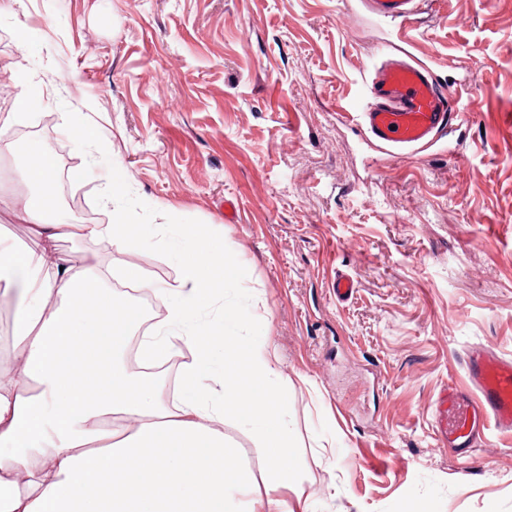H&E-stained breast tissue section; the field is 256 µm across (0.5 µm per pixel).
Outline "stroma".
<instances>
[{
    "label": "stroma",
    "mask_w": 512,
    "mask_h": 512,
    "mask_svg": "<svg viewBox=\"0 0 512 512\" xmlns=\"http://www.w3.org/2000/svg\"><path fill=\"white\" fill-rule=\"evenodd\" d=\"M22 25L50 53L21 50ZM393 32L364 0H21L0 17V122L29 89L26 125L50 122L56 168L102 154L132 177L143 245L64 239L61 255L151 261L172 284L179 260L144 205L223 233L279 356L299 469L281 497L312 512H512V434L463 464L434 415L440 389L466 382V349L512 358V0H432L417 15L415 56L472 116L404 156L355 117ZM84 115L109 131L99 149L65 132ZM17 169L0 157V237L25 246ZM69 191L91 223L109 221L102 175ZM340 270L355 281L343 303Z\"/></svg>",
    "instance_id": "35a3bbf8"
}]
</instances>
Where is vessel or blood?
Listing matches in <instances>:
<instances>
[{
    "mask_svg": "<svg viewBox=\"0 0 512 512\" xmlns=\"http://www.w3.org/2000/svg\"><path fill=\"white\" fill-rule=\"evenodd\" d=\"M368 8L379 19L404 26L417 14L419 2L368 0ZM364 97L362 127L373 140L397 151L426 145L439 131L467 118L459 93L440 83L430 68L387 51L372 65ZM462 366L467 386L449 384L436 399L435 414L446 446L468 463L490 431L512 433V358L473 347Z\"/></svg>",
    "mask_w": 512,
    "mask_h": 512,
    "instance_id": "obj_1",
    "label": "vessel or blood"
}]
</instances>
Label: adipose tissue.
I'll list each match as a JSON object with an SVG mask.
<instances>
[{"label": "adipose tissue", "instance_id": "1", "mask_svg": "<svg viewBox=\"0 0 512 512\" xmlns=\"http://www.w3.org/2000/svg\"><path fill=\"white\" fill-rule=\"evenodd\" d=\"M34 104L19 94L14 124L0 126V152L22 159L18 179L36 191L24 207L32 245L0 239V301L11 307L0 365L13 354L24 360L19 377L0 379V512H255L258 482L266 512H308L277 496L298 478L279 359L251 333L253 312L224 303L228 292L246 289L228 274L223 236L205 224L182 226L173 284L147 280L130 262L118 268L120 278L168 303L166 318L145 326L137 304L93 267L50 255L63 236L121 253L140 244L125 204L129 174L101 162L110 223L52 218L44 206L56 195L52 141L20 140L14 131ZM133 338L136 372L124 360ZM182 344L192 357L180 368L175 403L152 369ZM230 415L260 436L261 477L232 457Z\"/></svg>", "mask_w": 512, "mask_h": 512}]
</instances>
